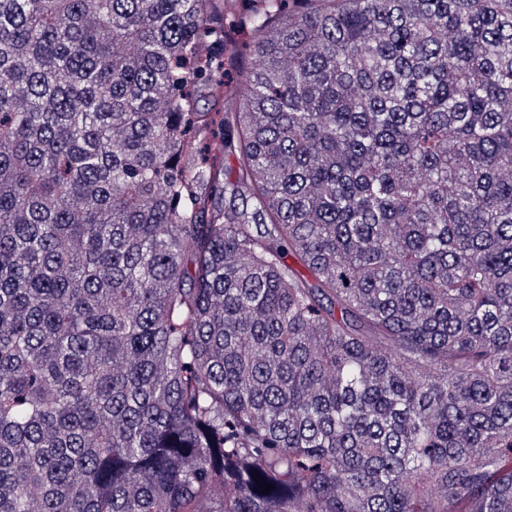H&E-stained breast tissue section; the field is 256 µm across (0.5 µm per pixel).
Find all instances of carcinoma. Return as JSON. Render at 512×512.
<instances>
[{
	"instance_id": "1",
	"label": "carcinoma",
	"mask_w": 512,
	"mask_h": 512,
	"mask_svg": "<svg viewBox=\"0 0 512 512\" xmlns=\"http://www.w3.org/2000/svg\"><path fill=\"white\" fill-rule=\"evenodd\" d=\"M0 512H512V0H0Z\"/></svg>"
}]
</instances>
